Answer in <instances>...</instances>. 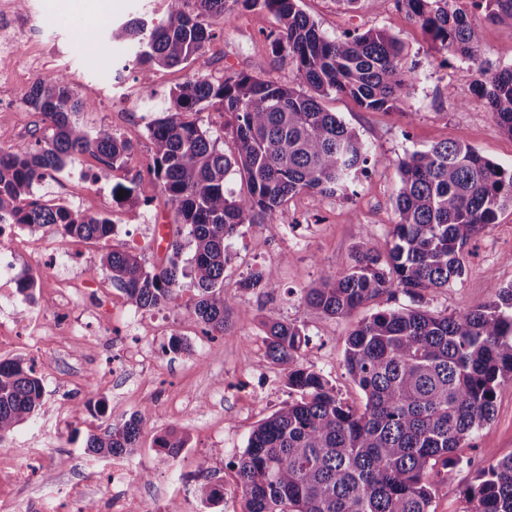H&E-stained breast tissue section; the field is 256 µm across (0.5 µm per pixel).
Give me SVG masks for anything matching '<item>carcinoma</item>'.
I'll list each match as a JSON object with an SVG mask.
<instances>
[{"label": "carcinoma", "mask_w": 512, "mask_h": 512, "mask_svg": "<svg viewBox=\"0 0 512 512\" xmlns=\"http://www.w3.org/2000/svg\"><path fill=\"white\" fill-rule=\"evenodd\" d=\"M166 18H134L117 33L137 46L142 65L176 67L202 56L215 22L230 23L227 0H166ZM441 49L471 57L481 26L451 9L450 0H397ZM484 20L512 21V0H473ZM265 10L280 23L267 36L271 54L290 56L299 86L260 75L234 73L221 80L196 73L172 94L170 114L148 127L154 145L149 174L159 183L176 220L167 253L146 267L135 254L112 250L90 273L106 275L144 309L177 305L183 287L194 290L191 314L205 334H224L228 241L245 224L273 222L288 198L303 190L354 194L368 165L386 164L359 134L319 99L350 96L369 111L394 109L407 95L411 71L401 42L382 30L330 38L298 6V0H233ZM308 91H303L301 86ZM48 123L50 134L34 144L0 151V216L34 229L61 226L71 236L100 242L112 236V219L82 214L30 198L45 170L90 153L112 168L134 149L140 131L118 134L107 125L90 131L77 116L88 104L56 73L20 91ZM484 106L512 137V68L485 72L478 89ZM225 112L235 123L236 149L203 126L200 114ZM401 187L387 255L365 238L355 264L306 290L308 307L336 317L397 288L419 302L424 292L448 287L465 273V248L512 208V169L470 145L441 141L414 151L399 164ZM246 183L236 196L229 174ZM192 256L181 259L183 249ZM275 273L253 272L243 283L272 288ZM266 354L287 370L288 389L299 398L259 422L237 464L242 512H435L437 465H459L457 450L494 414L496 389L512 379V285L496 299L451 315L418 307L383 310L361 321L348 337L343 362L364 393L354 408L336 395L320 372L299 363L308 336L270 309L263 317ZM41 377L22 358L0 361V441L31 420L42 406ZM144 407L91 433L84 451L103 458L131 457L140 448ZM155 444L169 458L188 447L183 434ZM210 508L224 502V488L197 487ZM471 512H512V458L482 471L469 491Z\"/></svg>", "instance_id": "carcinoma-1"}]
</instances>
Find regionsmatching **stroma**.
Here are the masks:
<instances>
[{"label": "stroma", "instance_id": "1", "mask_svg": "<svg viewBox=\"0 0 512 512\" xmlns=\"http://www.w3.org/2000/svg\"><path fill=\"white\" fill-rule=\"evenodd\" d=\"M301 9L327 36L370 29L394 36L405 47L404 64L414 75L408 96L396 109L368 111L352 98L332 95L323 104L358 132L383 165L361 175L353 196L301 191L289 198L271 224H248L228 247L224 292L233 303L224 335L204 334L189 313L191 291L177 307L138 308L105 275L88 270L110 250L133 251L147 262L164 256L139 220L158 215L171 225L158 183L147 169L153 145L141 136L122 166L101 168L89 154L76 156L63 170L81 212L112 216L118 228L107 240L92 243L71 237L57 226L18 228L8 242L19 270L36 281L33 298L17 291L0 295V360L32 358L43 379L45 396L35 419L16 429L0 447V499L8 512H79L96 503L113 512L115 499L130 496L139 512H204L196 494L201 479L196 462L210 455L214 482L223 483L224 512H239L241 491L235 464L252 429L292 393L281 366L265 355L260 323L269 308L286 321L303 326L309 344L302 362L322 372L345 403L358 407L361 389L348 375L343 352L349 334L371 314L412 307L411 298L393 288L347 315L328 317L307 307L304 290L322 278L350 268L359 239L386 253L395 222L400 188L398 163L410 153L439 141L470 145L503 168L512 167V137L504 133L475 92L480 71L512 67V24L483 23L481 50L474 59L438 50L397 0H359L349 8L340 0H301ZM17 30L12 47L0 46V149L9 150L43 135L39 113L15 109L18 92L31 80L63 73L74 93L90 104L78 119L87 128L126 127L139 116L167 115L171 96L192 74V67H147L137 63V47L112 37V29L141 17L162 19L163 0H84L82 9L67 0H0ZM279 27L277 18L258 10H237L232 23L216 25L200 60L212 78L246 72L281 84H297L292 57L274 58L266 37ZM126 67V90L103 94L101 72ZM103 175V197L85 190L87 179ZM466 271L448 287L426 292L424 305L452 314L492 301L512 285V208L499 213L470 245ZM65 262L69 274L50 278L47 258ZM257 268L276 271L272 288H243ZM188 343L185 351L168 349L171 336ZM103 408H95V401ZM492 419L460 449L464 464L441 473L435 487V512H469L467 492L480 470L512 456V380L496 391ZM150 407L141 448L133 459L101 458L83 450L82 438L102 433L110 423ZM183 429L189 446L169 460L154 444L170 428ZM124 468L116 482L112 472ZM150 479H142V471Z\"/></svg>", "mask_w": 512, "mask_h": 512}]
</instances>
